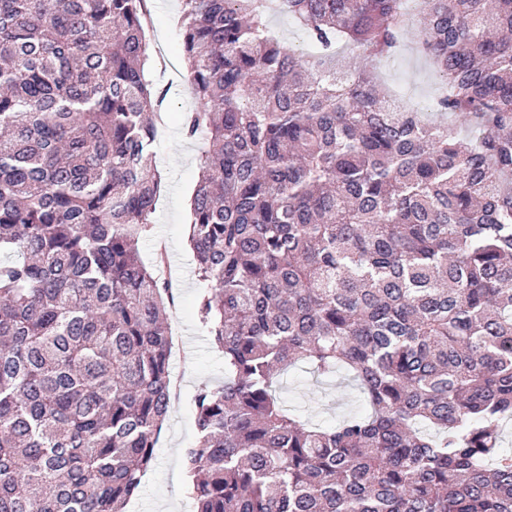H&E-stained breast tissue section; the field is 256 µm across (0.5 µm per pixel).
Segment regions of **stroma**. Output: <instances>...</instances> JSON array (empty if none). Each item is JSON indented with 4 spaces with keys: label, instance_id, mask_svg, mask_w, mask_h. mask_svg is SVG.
<instances>
[{
    "label": "stroma",
    "instance_id": "stroma-1",
    "mask_svg": "<svg viewBox=\"0 0 512 512\" xmlns=\"http://www.w3.org/2000/svg\"><path fill=\"white\" fill-rule=\"evenodd\" d=\"M179 12V0H149L151 25L146 29V39L150 56L158 62L152 81L164 91V104L171 113L186 111L195 104L181 52ZM418 34V25L408 26L397 52L379 61L378 80L387 94L405 90L406 106L432 120L436 114L430 102L439 79L418 48ZM158 139L155 162L165 175V186L156 204L153 232L139 240L138 250L143 261L152 265L156 263L159 248H166L167 262L159 265L160 272L177 285L182 318L171 328L169 367L179 394L171 403L157 443L155 463L143 477L127 512H193L182 450L196 435L193 404L196 391L205 384L223 383L224 357L191 313L198 284L193 254L187 243V223L189 201L199 177L202 143L185 138L175 122L159 126ZM279 382L288 409L319 422L330 423L337 415L361 408L353 387L340 384L334 377H319L298 366L286 369Z\"/></svg>",
    "mask_w": 512,
    "mask_h": 512
}]
</instances>
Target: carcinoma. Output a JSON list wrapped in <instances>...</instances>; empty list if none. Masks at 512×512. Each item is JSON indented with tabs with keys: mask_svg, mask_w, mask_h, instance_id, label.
<instances>
[{
	"mask_svg": "<svg viewBox=\"0 0 512 512\" xmlns=\"http://www.w3.org/2000/svg\"><path fill=\"white\" fill-rule=\"evenodd\" d=\"M403 2L180 0L195 316L224 354L182 449L195 512H512V0H425L434 121L373 84ZM273 3L313 54L268 35ZM147 15L0 0V512H124L155 461ZM296 363L345 370L365 410L284 409Z\"/></svg>",
	"mask_w": 512,
	"mask_h": 512,
	"instance_id": "obj_1",
	"label": "carcinoma"
}]
</instances>
